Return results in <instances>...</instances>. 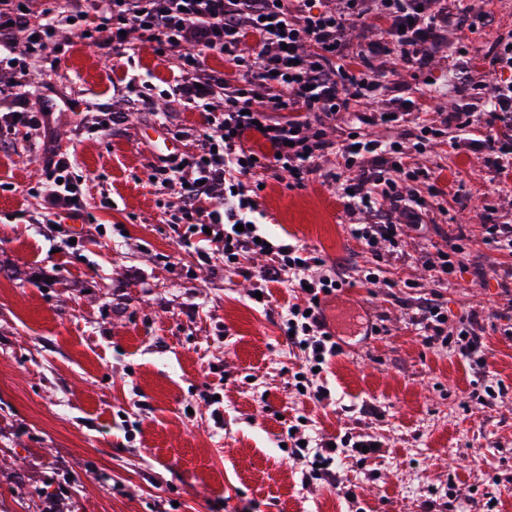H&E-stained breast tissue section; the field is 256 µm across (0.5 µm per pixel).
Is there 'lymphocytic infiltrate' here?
<instances>
[{
  "label": "lymphocytic infiltrate",
  "instance_id": "lymphocytic-infiltrate-1",
  "mask_svg": "<svg viewBox=\"0 0 512 512\" xmlns=\"http://www.w3.org/2000/svg\"><path fill=\"white\" fill-rule=\"evenodd\" d=\"M429 3L333 0L327 9L317 10L311 0H86L87 12L96 19V45L104 55L127 53L128 35L134 31L159 54L169 55L179 69L173 103L204 111L211 131H178V138L193 140L194 152L179 163L159 159L148 179L182 185L181 223L222 244L225 262L236 264L262 254L269 259L262 270L264 280L297 276L307 289L306 301L289 306L281 333L306 354L313 368L339 352L317 303L320 294L338 289L339 279L322 273V260L311 251L261 237L253 227L257 193L246 178L257 169L275 167L289 186L300 187L319 160L332 155L359 168L357 182L337 188L346 213L354 219L349 226L354 238L371 248L385 241L396 250L405 227L422 229L428 199L443 194L431 174L411 169L409 155L398 142L362 134L336 142L327 138L324 126L361 101L386 105L382 114H357L362 124L384 114L400 118L423 111V104L412 99L388 97L376 63L391 56L416 75L436 54L447 52L448 31L462 25L467 9L458 2L433 13ZM71 18L66 0H0V46L6 50L0 60L10 70L26 69L32 59L42 69H56L55 36ZM369 20L377 26V38L350 47L347 29ZM251 37L257 41L254 55L246 46ZM188 41L198 43V53H183ZM206 51L224 54L233 74L203 68L201 55ZM482 94L489 128L485 136L470 137L474 114L465 104L449 114L448 124L465 135L466 145L485 167L507 180L512 178V84L497 81L483 86ZM50 115L47 107L31 111L27 94L0 80V130H44ZM251 134L259 135L266 151L247 146ZM43 158L47 214H78L85 201L82 187L71 176L74 157L48 145ZM420 183L426 184V193L417 191ZM381 198L405 217V224L357 223L358 215L376 211ZM412 320L426 344L447 342L448 315L437 299L419 304Z\"/></svg>",
  "mask_w": 512,
  "mask_h": 512
}]
</instances>
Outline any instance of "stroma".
<instances>
[{"mask_svg":"<svg viewBox=\"0 0 512 512\" xmlns=\"http://www.w3.org/2000/svg\"><path fill=\"white\" fill-rule=\"evenodd\" d=\"M467 9L424 76L386 79L438 126L464 102L484 111L457 91L480 78L463 65L512 39V0ZM87 26L59 31L56 70L12 74L33 108L51 104L49 135L75 156L87 195L82 216L46 215L35 150L20 135L0 148V512H512V253L484 228L489 214L512 223V201L495 174L447 133L414 150L416 118L373 127L457 188L425 232L407 230L396 259L350 235L330 175L351 173L334 158L300 188L273 168L252 175L264 233L314 250L343 280L321 301L342 351L314 379L331 400L316 401L296 391L306 357L280 331L300 290L263 282L265 257L247 259V279L222 249L188 245L178 196L147 180L155 139L182 159L194 145L174 132H206L205 113L170 102L169 58L147 43L104 57L81 37ZM102 108L120 120L91 133ZM457 235L453 282L431 287L426 256ZM260 287L264 306L251 298ZM432 294L448 313L444 345L409 320ZM474 323L481 365L456 339ZM296 419L311 447L346 436L377 448L338 458L336 484L308 479L310 458L285 447Z\"/></svg>","mask_w":512,"mask_h":512,"instance_id":"stroma-1","label":"stroma"}]
</instances>
